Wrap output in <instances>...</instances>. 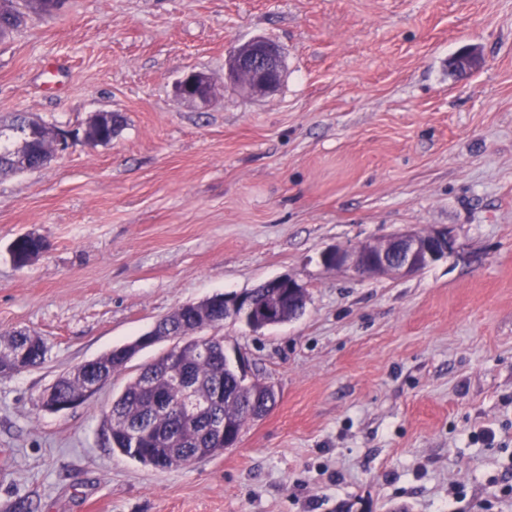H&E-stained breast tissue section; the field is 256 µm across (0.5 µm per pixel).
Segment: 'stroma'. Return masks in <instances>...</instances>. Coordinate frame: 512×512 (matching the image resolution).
<instances>
[{
  "mask_svg": "<svg viewBox=\"0 0 512 512\" xmlns=\"http://www.w3.org/2000/svg\"><path fill=\"white\" fill-rule=\"evenodd\" d=\"M257 37L282 73L250 95L225 63ZM187 69L208 104L176 100ZM95 112L110 143L0 177V336L48 347L0 376V512H512V0H66L0 39V121ZM407 228L455 250L398 278L321 261ZM28 233L48 248L20 267ZM286 275L303 314L208 330L277 392L236 447L113 450L105 414L161 343L43 407L182 305ZM74 370L80 372L79 366ZM73 371L68 376L60 380L56 385L58 388V395L62 399L67 400L60 401L55 399L56 388L54 386L44 395L43 404L46 408L54 411H63L70 409L84 401V399L70 397H72L75 393L82 391L85 388L86 383L91 382L93 371L84 367L82 368L81 375L78 373L76 376H73Z\"/></svg>",
  "mask_w": 512,
  "mask_h": 512,
  "instance_id": "obj_1",
  "label": "stroma"
}]
</instances>
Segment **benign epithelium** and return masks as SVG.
Returning <instances> with one entry per match:
<instances>
[{
	"mask_svg": "<svg viewBox=\"0 0 512 512\" xmlns=\"http://www.w3.org/2000/svg\"><path fill=\"white\" fill-rule=\"evenodd\" d=\"M229 76L234 85L252 92L263 93L274 89L281 78V52L270 39L255 38L235 48L226 61ZM175 97L180 102L205 104L212 95L210 78L198 71H186L174 86ZM51 154L63 152L69 147L99 141L97 114L90 115L82 132L56 130L46 137ZM455 240L447 230L418 232L405 230L380 241H366L352 250L331 248L321 255L323 264L332 269L349 271L358 277L375 276L405 277L447 258L453 251ZM288 289V300L281 296L260 300L256 292L224 295V318L242 321L250 327L270 326L281 318L283 304H296L301 313L306 303L305 287L291 276L277 279ZM166 319H161L147 333L125 346L126 355L154 346L162 341L171 345L160 355L162 370L182 391L181 407L185 412L194 411L208 403L201 399L191 385L184 370V359L189 355L207 352L210 345L201 337L187 336L182 331L166 329ZM56 388L44 395L43 404L54 411L70 409L80 403V398L65 401L55 399Z\"/></svg>",
	"mask_w": 512,
	"mask_h": 512,
	"instance_id": "7a95c632",
	"label": "benign epithelium"
}]
</instances>
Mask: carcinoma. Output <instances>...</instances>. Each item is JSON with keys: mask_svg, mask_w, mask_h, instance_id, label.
I'll return each instance as SVG.
<instances>
[{"mask_svg": "<svg viewBox=\"0 0 512 512\" xmlns=\"http://www.w3.org/2000/svg\"><path fill=\"white\" fill-rule=\"evenodd\" d=\"M63 4V0H0V37L17 28L25 13H49ZM26 117L16 116L7 130L11 135L0 132V174L20 172L22 168L10 161L14 145L10 139L19 140L26 135ZM48 248L47 241L40 235L28 233L13 241L12 249L16 263L25 265L29 256ZM213 353L198 357L189 363V377L197 390L208 395H220L213 405L192 418L186 417L179 409V392L167 388L169 411L161 413L153 406L152 394L141 387L142 374L132 378L123 391L112 400L111 415L130 419V426H138V434L132 436L120 425L110 426L112 448L121 454L146 466H166L168 456L176 452L184 458L202 459L224 452V441L213 436L208 425L216 418L227 420L228 432H240L251 420L249 411L254 403L271 396L275 391L268 386L255 383L250 387L240 384L231 366L224 360L221 338L212 342ZM46 354L42 339L27 347L25 362L40 364ZM92 371L82 368L80 374L68 375L57 383L58 395L63 399L82 391L91 382Z\"/></svg>", "mask_w": 512, "mask_h": 512, "instance_id": "cac0c4a2", "label": "carcinoma"}]
</instances>
